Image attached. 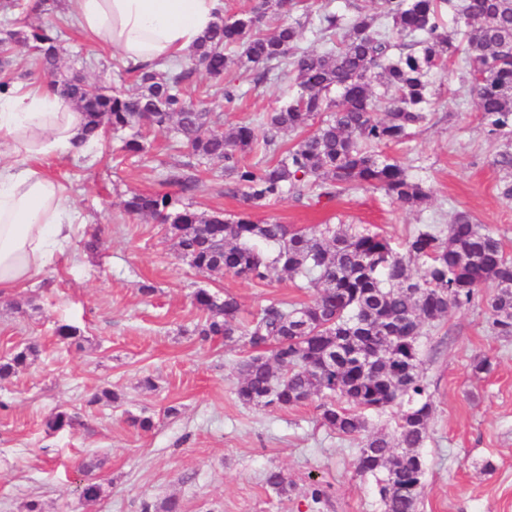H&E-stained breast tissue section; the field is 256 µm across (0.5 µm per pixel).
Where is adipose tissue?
I'll list each match as a JSON object with an SVG mask.
<instances>
[{"mask_svg": "<svg viewBox=\"0 0 512 512\" xmlns=\"http://www.w3.org/2000/svg\"><path fill=\"white\" fill-rule=\"evenodd\" d=\"M79 29L124 63L189 56L224 13V0H67ZM83 141L82 116L46 83L0 93V293L23 287L77 232L67 187L36 166Z\"/></svg>", "mask_w": 512, "mask_h": 512, "instance_id": "1", "label": "adipose tissue"}]
</instances>
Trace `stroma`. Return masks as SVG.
Listing matches in <instances>:
<instances>
[{"instance_id": "1", "label": "stroma", "mask_w": 512, "mask_h": 512, "mask_svg": "<svg viewBox=\"0 0 512 512\" xmlns=\"http://www.w3.org/2000/svg\"><path fill=\"white\" fill-rule=\"evenodd\" d=\"M11 19L63 22V72L81 56L88 78L133 88L116 54L96 50L67 8L18 10ZM459 76L456 64H448L436 78L430 121L385 150L425 182L426 205L411 210L382 191L360 188L317 206L288 196L253 210L254 219L297 228L351 224L398 244L420 225L443 229L465 212L512 256V201L501 196L503 174L493 163L500 142L488 135ZM224 81L237 89L235 102L218 104L228 126L259 124L293 92L285 78L255 88L252 71L243 68L226 72ZM124 140L111 133L92 150L40 162L69 189L79 229L42 275L14 297H0V361L30 343L39 349L24 369L0 379V512H24L33 499L42 512H142L144 504L171 495L184 512H382L374 478L355 470L357 440L321 425L312 400L287 410L242 404L234 389L247 348L203 342L194 332L201 319L192 303L196 289L232 293L248 313L273 301L311 302L312 291L284 275L257 283L196 272L178 256L165 225L123 208L134 192L179 196L162 169L184 160V148L167 132L143 131L141 155L125 151ZM199 179L195 210H243L221 170H201ZM94 234L102 245L90 252L84 243ZM144 284L154 293L142 294ZM489 293L479 289L469 304L422 331L433 412L417 512H512V337L493 331ZM17 300L23 310L14 309ZM61 323L78 329L76 343L58 341ZM480 357L490 358V372L473 371ZM147 378L152 388L143 387ZM102 389L117 401L87 406ZM63 409L78 413L79 425L47 430L46 418ZM132 415L151 417L153 428L132 427ZM92 458L102 462L94 475L103 493L87 504L77 491L79 466ZM271 469L293 481L288 495L266 485ZM315 486L324 492L317 503L310 497Z\"/></svg>"}]
</instances>
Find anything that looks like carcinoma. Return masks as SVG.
<instances>
[{
	"label": "carcinoma",
	"instance_id": "1",
	"mask_svg": "<svg viewBox=\"0 0 512 512\" xmlns=\"http://www.w3.org/2000/svg\"><path fill=\"white\" fill-rule=\"evenodd\" d=\"M302 3L256 0L247 10L224 15L192 55L166 71L124 68L135 77L133 93L78 72L61 73L57 25L5 29L0 90L26 78L11 69L13 49L24 46L36 55L47 84L81 112L84 139L144 125L172 131L197 161L222 166L228 191L252 208L287 193L316 206L358 188L381 190L408 208L426 203L430 193L423 181L382 148L403 143L427 121L435 76L450 58H460L461 79L488 134L512 138V0H381L378 14L357 4L349 18L327 11L283 24L271 36L261 32L269 13L291 14ZM307 26L325 50L300 46ZM232 65L252 70L257 88L280 74L296 87L287 102L267 113L260 136L246 123L224 129L221 115L208 106L219 95L227 103L235 99L236 91L224 85ZM199 71L210 84L197 89L194 101L183 89ZM287 133L297 136L290 145L283 141ZM247 154L261 159L244 164ZM494 164L506 174L501 195L512 200V141ZM191 168L170 164L165 181L191 195L199 184ZM177 203L168 194L133 193L124 209L168 225L178 255L200 272L251 281L277 272L313 290L310 303L274 302L249 318L228 292H193L203 314L196 326L201 340H242L251 350L237 364L238 399L288 409L319 397L320 423L361 440L356 472L376 478L383 512H416L421 492L407 490L400 475L423 462L419 448L428 438L432 404L420 373L422 328L490 285L492 326L498 335L512 336V258L501 241L467 213L457 214L445 230L431 224L416 229L398 249L389 238L350 225L294 228L257 222L245 211L228 217ZM37 353L29 344L1 361L0 378ZM360 353L372 358L369 368L356 358ZM393 406L400 409L393 433H371L369 415ZM77 418L58 411L46 426L61 429ZM99 466L93 460L83 464L81 497L88 503L102 494L91 477ZM265 483L279 495L290 487L276 470Z\"/></svg>",
	"mask_w": 512,
	"mask_h": 512
}]
</instances>
